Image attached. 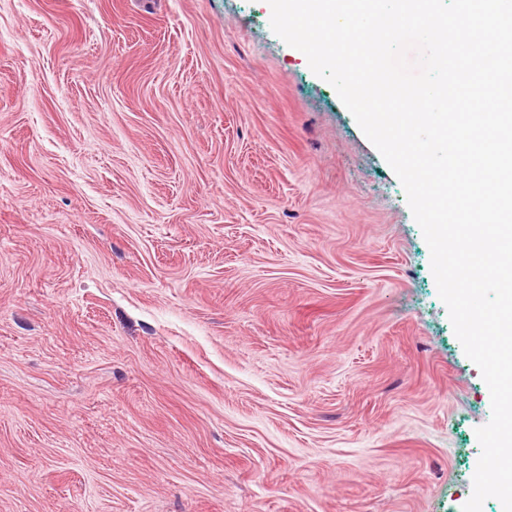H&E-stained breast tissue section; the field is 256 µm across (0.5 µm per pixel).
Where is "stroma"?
I'll return each instance as SVG.
<instances>
[{
    "mask_svg": "<svg viewBox=\"0 0 512 512\" xmlns=\"http://www.w3.org/2000/svg\"><path fill=\"white\" fill-rule=\"evenodd\" d=\"M270 18L0 0V512H462L489 390Z\"/></svg>",
    "mask_w": 512,
    "mask_h": 512,
    "instance_id": "stroma-1",
    "label": "stroma"
}]
</instances>
